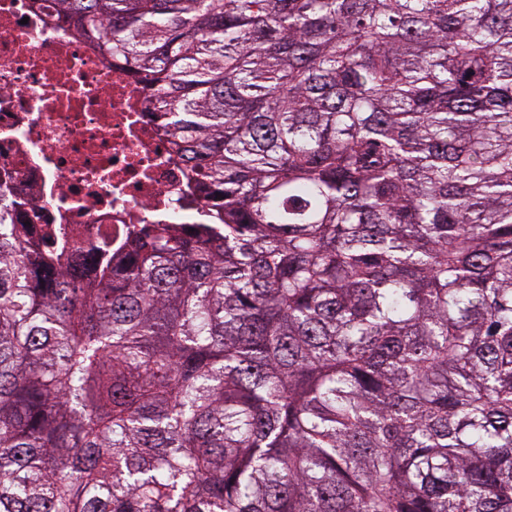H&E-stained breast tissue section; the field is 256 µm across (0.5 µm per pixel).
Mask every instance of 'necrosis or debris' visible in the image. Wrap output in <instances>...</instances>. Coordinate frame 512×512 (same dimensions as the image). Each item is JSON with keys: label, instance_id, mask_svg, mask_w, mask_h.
Returning <instances> with one entry per match:
<instances>
[{"label": "necrosis or debris", "instance_id": "necrosis-or-debris-1", "mask_svg": "<svg viewBox=\"0 0 512 512\" xmlns=\"http://www.w3.org/2000/svg\"><path fill=\"white\" fill-rule=\"evenodd\" d=\"M170 139L151 91L57 0H0V179L21 221L85 253L147 224L210 223L215 204Z\"/></svg>", "mask_w": 512, "mask_h": 512}]
</instances>
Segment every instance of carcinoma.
Here are the masks:
<instances>
[{
	"label": "carcinoma",
	"instance_id": "1",
	"mask_svg": "<svg viewBox=\"0 0 512 512\" xmlns=\"http://www.w3.org/2000/svg\"><path fill=\"white\" fill-rule=\"evenodd\" d=\"M59 2L217 212L0 191V512H512V0Z\"/></svg>",
	"mask_w": 512,
	"mask_h": 512
}]
</instances>
